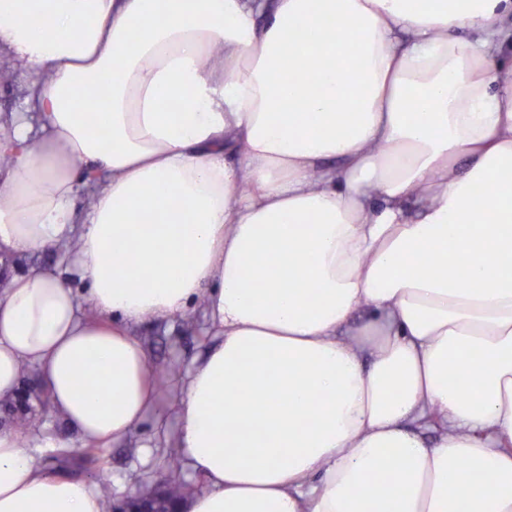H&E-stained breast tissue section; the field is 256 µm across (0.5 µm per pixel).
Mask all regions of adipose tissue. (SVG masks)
I'll return each mask as SVG.
<instances>
[{"label": "adipose tissue", "mask_w": 512, "mask_h": 512, "mask_svg": "<svg viewBox=\"0 0 512 512\" xmlns=\"http://www.w3.org/2000/svg\"><path fill=\"white\" fill-rule=\"evenodd\" d=\"M0 52L34 104L0 134L1 399L32 367L123 439L158 401L134 328L202 298L182 512H512V0H0ZM66 246L95 320L12 267ZM0 512L100 493L0 429Z\"/></svg>", "instance_id": "ef3b65f1"}]
</instances>
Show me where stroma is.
<instances>
[{
  "label": "stroma",
  "mask_w": 512,
  "mask_h": 512,
  "mask_svg": "<svg viewBox=\"0 0 512 512\" xmlns=\"http://www.w3.org/2000/svg\"><path fill=\"white\" fill-rule=\"evenodd\" d=\"M136 335L146 345L157 375L166 387L164 396L139 430L125 440L94 446L61 419L38 412L22 437L25 449L37 452L51 473L55 472L57 463L52 449L46 448L45 443L57 442L61 450L79 460L77 466L69 468L70 477L108 483L116 502L151 490L167 474L176 457L174 434L187 375L219 341L199 306L185 316L142 326ZM89 451L94 459L87 462L83 456Z\"/></svg>",
  "instance_id": "obj_1"
}]
</instances>
